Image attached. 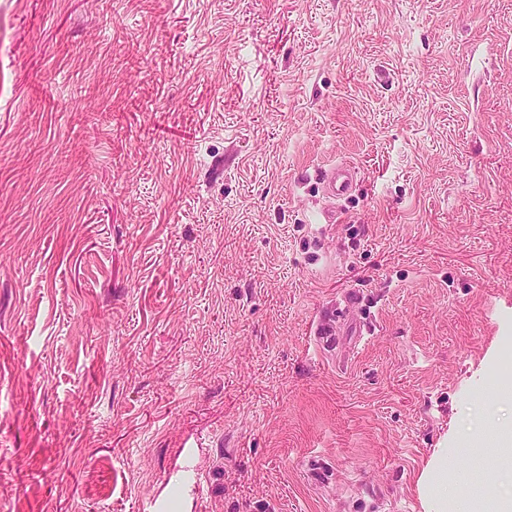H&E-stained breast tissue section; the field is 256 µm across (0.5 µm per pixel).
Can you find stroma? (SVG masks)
<instances>
[{"label": "stroma", "instance_id": "35a3bbf8", "mask_svg": "<svg viewBox=\"0 0 512 512\" xmlns=\"http://www.w3.org/2000/svg\"><path fill=\"white\" fill-rule=\"evenodd\" d=\"M510 361L512 0H0V512H496ZM356 176V168L348 163H341L321 171L320 181L323 195L330 200L346 197L354 187ZM344 308L339 314L327 313L319 317L314 336L319 350L327 356L345 362L354 354V349L373 332L371 325L360 315L363 297L359 292L350 291L343 296ZM346 336H356L354 343H348ZM420 501L423 512H481L476 501L460 508L453 497L448 496V451L439 449L418 478Z\"/></svg>", "mask_w": 512, "mask_h": 512}]
</instances>
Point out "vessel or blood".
Returning <instances> with one entry per match:
<instances>
[{"mask_svg": "<svg viewBox=\"0 0 512 512\" xmlns=\"http://www.w3.org/2000/svg\"><path fill=\"white\" fill-rule=\"evenodd\" d=\"M357 171L348 163H341L321 171L320 181L324 196L335 200L346 197L354 187ZM344 307L340 313H328L319 317L314 336L319 350L327 356L342 360L354 353V342L371 335V325L360 315L363 297L349 292L343 296Z\"/></svg>", "mask_w": 512, "mask_h": 512, "instance_id": "vessel-or-blood-1", "label": "vessel or blood"}]
</instances>
